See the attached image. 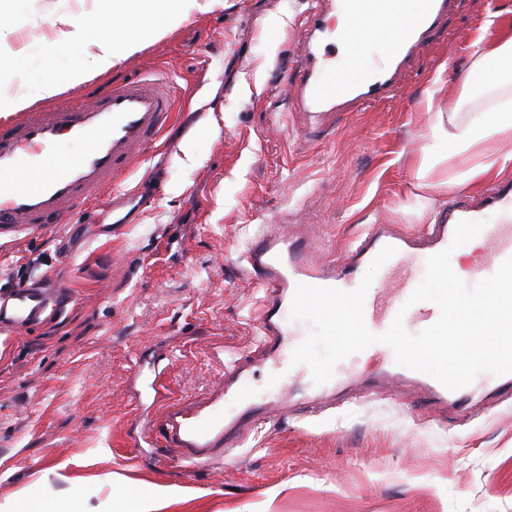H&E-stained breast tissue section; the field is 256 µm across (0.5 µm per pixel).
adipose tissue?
<instances>
[{
	"instance_id": "adipose-tissue-1",
	"label": "adipose tissue",
	"mask_w": 512,
	"mask_h": 512,
	"mask_svg": "<svg viewBox=\"0 0 512 512\" xmlns=\"http://www.w3.org/2000/svg\"><path fill=\"white\" fill-rule=\"evenodd\" d=\"M185 0H91L89 9L74 12L67 0H58L46 34L20 47L0 45V79L8 78L12 92L0 95V118L5 119L36 102L55 98L62 90L85 84L109 73L123 59L141 49L145 33L163 32L185 18ZM474 61L463 81L471 88L483 78L500 92L493 116L482 114L468 122L445 128L442 119L429 126L432 140L448 139L455 154L483 146V159L460 171L453 185L466 186L500 176L512 167V85L503 81L512 69V26L500 14L488 15L475 40ZM63 48L74 49L80 62L62 66L55 55ZM40 71L35 90H28L31 71ZM193 489L158 484L152 498L135 495L123 488L117 503L119 512H156L163 504L195 498Z\"/></svg>"
}]
</instances>
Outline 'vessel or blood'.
<instances>
[{
    "mask_svg": "<svg viewBox=\"0 0 512 512\" xmlns=\"http://www.w3.org/2000/svg\"><path fill=\"white\" fill-rule=\"evenodd\" d=\"M404 4L405 0H316L302 31L307 57L283 79L291 88V127L320 134L334 129L341 113L384 101L398 91L401 72L422 41L453 11L455 0H422L420 12L411 16L404 13ZM338 10L362 25L383 24L385 35L374 64H365V47L353 30L343 35L341 58L319 55L316 42L324 31L323 17ZM181 99L180 88L168 75L141 74L106 82L84 99L62 96L54 104L20 113L9 127L0 128V242L49 225L82 223L100 189L121 185L145 162ZM67 140L83 143V151L75 156L55 154L54 146ZM488 209L498 211L501 219L485 224L480 233L482 255L468 273L469 282L476 283L512 257V186L489 189L477 206L464 200L453 203L447 216L424 225L417 237L393 232L385 224L369 225L338 262H315L312 244L261 221L243 254L247 271L264 292L256 312L260 340L225 372L222 392L188 408H165L162 428L173 453L161 459V466L185 474L238 447L262 419L251 390L258 372H266L268 388L278 401L314 388L327 395L355 382L392 378L398 365L393 350L384 344L340 361L332 378L319 386L306 365L292 364L293 350L305 339L301 326L288 317L297 285L355 290L362 281L360 268L370 265L383 247H394L395 255L382 265L367 291L365 323L380 334L400 313L405 328L423 330L438 319L439 309L431 302L406 304L419 263L449 246L459 221H483ZM63 293L57 285H24L0 294V333H27L53 312ZM405 376L435 404L462 407L478 393L512 397V374H489L454 391L422 372L409 369ZM229 392L241 403L231 418L224 415V396Z\"/></svg>",
    "mask_w": 512,
    "mask_h": 512,
    "instance_id": "obj_1",
    "label": "vessel or blood"
}]
</instances>
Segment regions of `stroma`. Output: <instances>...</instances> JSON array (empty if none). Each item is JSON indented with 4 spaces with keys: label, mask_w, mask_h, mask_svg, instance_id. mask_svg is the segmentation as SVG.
<instances>
[{
    "label": "stroma",
    "mask_w": 512,
    "mask_h": 512,
    "mask_svg": "<svg viewBox=\"0 0 512 512\" xmlns=\"http://www.w3.org/2000/svg\"><path fill=\"white\" fill-rule=\"evenodd\" d=\"M312 0H223L189 6L176 28L147 35L111 78L158 68L177 75L184 106L129 188L151 206L89 211L0 244V291L53 278L70 300L24 336L0 334V512L63 500L113 512L115 479L141 496L158 483L199 489L160 512H512V403L427 417L414 390L344 388L322 411L290 405L228 458L188 476L163 470L165 403L206 397L259 339L262 295L240 259L258 217L322 240L340 258L368 225L413 233L419 198L441 207L447 181L479 163L449 157L418 179L432 121L422 101L440 64L437 109L469 121L491 111L488 87L463 92L489 14L512 23V0H457L392 98L343 113L326 137L278 125L282 67L297 66ZM193 142L199 162H185Z\"/></svg>",
    "instance_id": "35a3bbf8"
}]
</instances>
